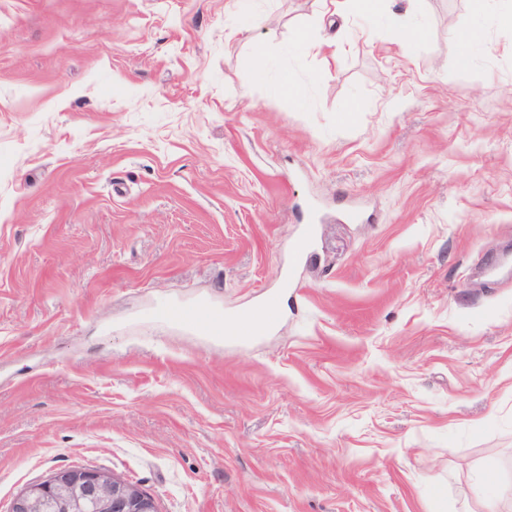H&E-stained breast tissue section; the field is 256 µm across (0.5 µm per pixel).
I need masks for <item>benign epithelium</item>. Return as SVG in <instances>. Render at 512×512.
<instances>
[{
  "mask_svg": "<svg viewBox=\"0 0 512 512\" xmlns=\"http://www.w3.org/2000/svg\"><path fill=\"white\" fill-rule=\"evenodd\" d=\"M11 512H157L153 499L107 473L61 469L13 502Z\"/></svg>",
  "mask_w": 512,
  "mask_h": 512,
  "instance_id": "1",
  "label": "benign epithelium"
}]
</instances>
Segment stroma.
<instances>
[{
	"instance_id": "stroma-1",
	"label": "stroma",
	"mask_w": 512,
	"mask_h": 512,
	"mask_svg": "<svg viewBox=\"0 0 512 512\" xmlns=\"http://www.w3.org/2000/svg\"><path fill=\"white\" fill-rule=\"evenodd\" d=\"M511 2L415 39L406 0H0V512L63 468L157 512L512 504V271L471 274L512 248ZM270 297L238 346L150 316Z\"/></svg>"
}]
</instances>
